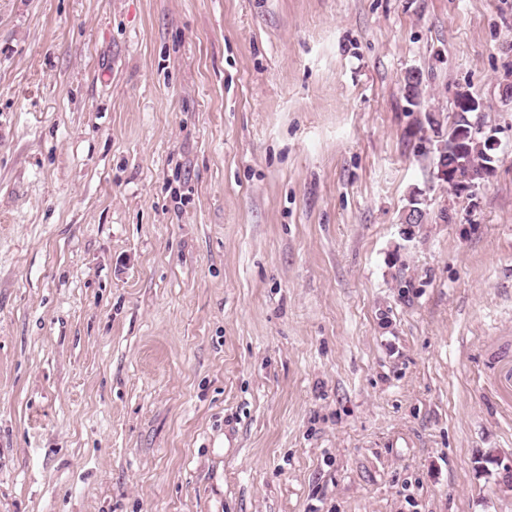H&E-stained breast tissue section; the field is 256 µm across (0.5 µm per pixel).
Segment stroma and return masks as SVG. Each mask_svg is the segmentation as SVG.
I'll use <instances>...</instances> for the list:
<instances>
[{
  "label": "stroma",
  "mask_w": 512,
  "mask_h": 512,
  "mask_svg": "<svg viewBox=\"0 0 512 512\" xmlns=\"http://www.w3.org/2000/svg\"><path fill=\"white\" fill-rule=\"evenodd\" d=\"M511 81L512 0H0V512H512ZM477 107H479V102L474 100L468 91L459 90L455 103V121L448 127L446 135H442L441 139L437 140L433 149V162L435 169L438 171L437 177L446 182L453 191L467 193L469 196H474L478 189V186L473 184H479L489 177V175L485 176L486 163L489 162L486 155L490 152L487 146L489 148H496L497 146V142L492 136L482 135V128L478 129L477 127L468 126L472 121L468 115L470 112H457V108L460 110L461 108L473 109ZM458 126L462 127L456 130L455 137L454 130ZM477 135H481L486 143L481 138H477L474 141L466 142V147L462 149V146L457 141L464 142L475 138ZM441 160H447L448 164L458 160L461 163L458 168L459 176L463 181L471 185L458 182L454 165H445L446 161L439 165Z\"/></svg>",
  "instance_id": "1"
}]
</instances>
